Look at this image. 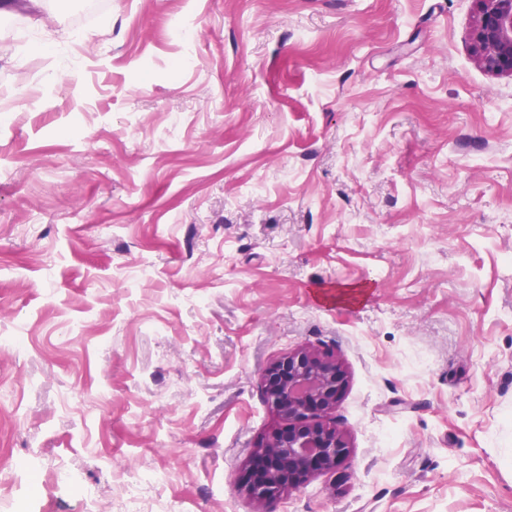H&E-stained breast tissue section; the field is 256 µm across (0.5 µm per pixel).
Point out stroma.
<instances>
[{
	"instance_id": "stroma-1",
	"label": "stroma",
	"mask_w": 512,
	"mask_h": 512,
	"mask_svg": "<svg viewBox=\"0 0 512 512\" xmlns=\"http://www.w3.org/2000/svg\"><path fill=\"white\" fill-rule=\"evenodd\" d=\"M103 2L0 0V512H86L65 468L98 512H256L297 348L351 453L276 512H512V78L472 0Z\"/></svg>"
}]
</instances>
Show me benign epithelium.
I'll use <instances>...</instances> for the list:
<instances>
[{
    "instance_id": "obj_1",
    "label": "benign epithelium",
    "mask_w": 512,
    "mask_h": 512,
    "mask_svg": "<svg viewBox=\"0 0 512 512\" xmlns=\"http://www.w3.org/2000/svg\"><path fill=\"white\" fill-rule=\"evenodd\" d=\"M470 49L476 64L494 76L512 77V0H473ZM271 408L295 421L259 448L250 465V497L268 506L313 473L334 471L350 454L336 428L345 374L332 356L301 348L282 357L264 375Z\"/></svg>"
}]
</instances>
